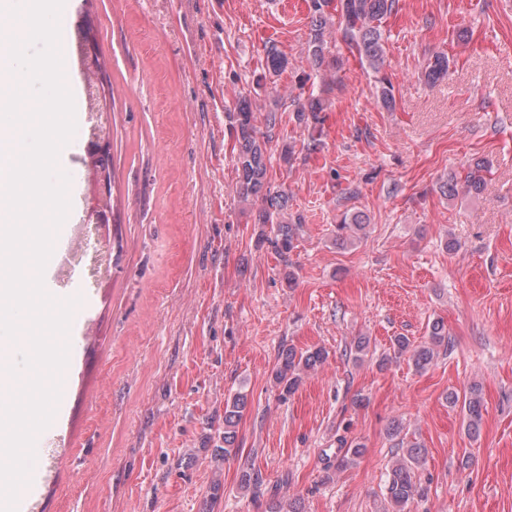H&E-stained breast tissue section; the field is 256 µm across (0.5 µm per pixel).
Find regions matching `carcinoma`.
I'll return each mask as SVG.
<instances>
[{"label":"carcinoma","mask_w":512,"mask_h":512,"mask_svg":"<svg viewBox=\"0 0 512 512\" xmlns=\"http://www.w3.org/2000/svg\"><path fill=\"white\" fill-rule=\"evenodd\" d=\"M398 0H310L311 21L306 42L305 61L309 76L323 78L325 73L336 69L339 58L332 52V44L340 42L357 57L358 62L375 75L380 84V103L391 110L395 106L394 86L382 75L385 67V37L382 24L396 12ZM451 60L445 53L434 54L424 71V81L436 85L451 74ZM291 62L288 54L272 43L264 46L263 74L259 79L277 77L285 72ZM306 83L298 86V94L286 101L274 98L264 117L266 131L258 129L257 116L251 98L239 95L234 107L227 110L231 127L235 132L234 161L237 172V194L241 202L253 205L262 202L256 214V223L272 226L273 236L267 238L272 250L286 262L297 248L303 217L288 213V192L274 187L268 177V158L279 113L286 110L294 113L295 121L308 131V143L304 146L312 153L322 146V113L328 111L331 101L326 88L305 89ZM489 162L474 159L462 168V172L449 173L441 192L448 199L460 193L478 195L485 189ZM369 217L361 210L344 213L336 225V240L351 242L365 233ZM449 347L448 332L440 320L429 328L428 339L418 345L405 336H397L393 342L394 358L408 357L415 368L423 371L433 361L438 349ZM328 358L322 347L299 351L291 346L283 348L272 370V381L283 399L296 393L305 376L316 370ZM248 406L247 395L241 392L224 402V458L237 457L240 448L236 445L237 428ZM463 410L466 412L467 430L476 434L483 417V404L479 387L470 388L464 396ZM362 445L355 444L339 450L336 467L344 469L355 463L361 455ZM425 460V450L416 444L406 449V454L391 465L386 485L387 498L392 512H406V508L417 499L425 497V488L417 479L416 471Z\"/></svg>","instance_id":"obj_1"}]
</instances>
